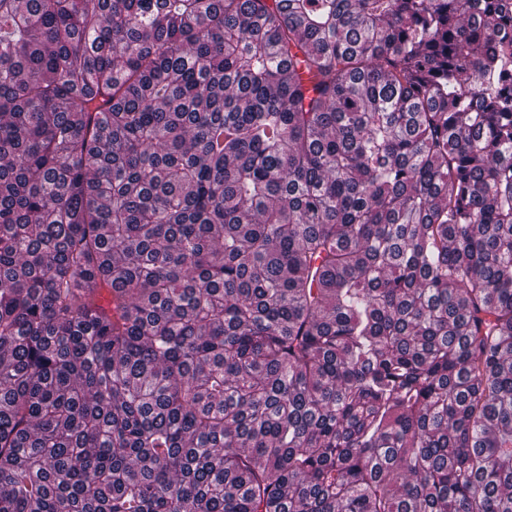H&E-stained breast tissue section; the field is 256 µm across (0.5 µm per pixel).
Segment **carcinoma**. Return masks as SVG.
<instances>
[{
  "instance_id": "obj_1",
  "label": "carcinoma",
  "mask_w": 512,
  "mask_h": 512,
  "mask_svg": "<svg viewBox=\"0 0 512 512\" xmlns=\"http://www.w3.org/2000/svg\"><path fill=\"white\" fill-rule=\"evenodd\" d=\"M0 512H512V0H0Z\"/></svg>"
}]
</instances>
